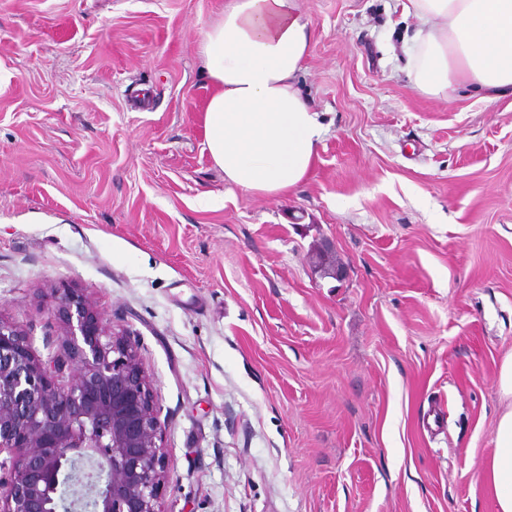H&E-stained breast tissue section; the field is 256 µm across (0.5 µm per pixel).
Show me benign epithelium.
<instances>
[{
  "label": "benign epithelium",
  "instance_id": "obj_1",
  "mask_svg": "<svg viewBox=\"0 0 512 512\" xmlns=\"http://www.w3.org/2000/svg\"><path fill=\"white\" fill-rule=\"evenodd\" d=\"M54 307L46 361L0 318V512H162L165 423L136 343L86 294Z\"/></svg>",
  "mask_w": 512,
  "mask_h": 512
}]
</instances>
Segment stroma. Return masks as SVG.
Wrapping results in <instances>:
<instances>
[{
    "label": "stroma",
    "mask_w": 512,
    "mask_h": 512,
    "mask_svg": "<svg viewBox=\"0 0 512 512\" xmlns=\"http://www.w3.org/2000/svg\"><path fill=\"white\" fill-rule=\"evenodd\" d=\"M227 2L0 0V318L48 359L70 288L134 334L162 512H497L512 96L416 91L400 0H299L326 133L295 190L247 193L200 122Z\"/></svg>",
    "instance_id": "1"
}]
</instances>
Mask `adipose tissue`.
Returning <instances> with one entry per match:
<instances>
[{
  "label": "adipose tissue",
  "instance_id": "ef3b65f1",
  "mask_svg": "<svg viewBox=\"0 0 512 512\" xmlns=\"http://www.w3.org/2000/svg\"><path fill=\"white\" fill-rule=\"evenodd\" d=\"M423 20L409 58L414 87L449 99L465 85L494 102L512 94V0H403ZM313 32L297 0H230L203 34L205 147L224 179L268 196L310 175L324 129L298 85ZM483 479L512 512V407L497 424Z\"/></svg>",
  "mask_w": 512,
  "mask_h": 512
}]
</instances>
